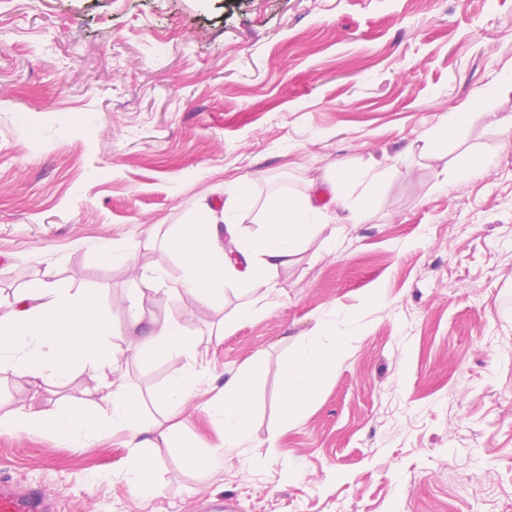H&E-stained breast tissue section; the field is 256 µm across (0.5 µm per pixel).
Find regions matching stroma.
<instances>
[{"label":"stroma","instance_id":"obj_1","mask_svg":"<svg viewBox=\"0 0 512 512\" xmlns=\"http://www.w3.org/2000/svg\"><path fill=\"white\" fill-rule=\"evenodd\" d=\"M510 68L512 0H0V300L48 269L97 293L145 416L176 429L152 497L131 492L120 433H0V478L47 485L54 512H512V93L490 88ZM465 106L442 156L422 155L417 137ZM461 157L493 164L446 177ZM371 159L361 223L336 250L310 241L208 355L214 396L260 361L251 440L218 472L182 466L181 444L220 447L224 423L199 397L169 417L152 394L175 362L126 350L170 316L208 346L248 295L178 301L165 236L222 210L225 183L259 206ZM104 241L134 268L101 264ZM155 266L166 289L129 327ZM334 309L348 353L273 434L281 367Z\"/></svg>","mask_w":512,"mask_h":512}]
</instances>
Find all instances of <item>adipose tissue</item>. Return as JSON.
<instances>
[{
	"instance_id": "1",
	"label": "adipose tissue",
	"mask_w": 512,
	"mask_h": 512,
	"mask_svg": "<svg viewBox=\"0 0 512 512\" xmlns=\"http://www.w3.org/2000/svg\"><path fill=\"white\" fill-rule=\"evenodd\" d=\"M377 179L373 165L327 177L324 186L310 185L307 193L288 194L254 210L260 232L239 239L237 219L248 201L244 185H236L224 201L222 215L206 209L169 234L165 249L179 258L184 269L181 301L202 306H223L224 288L230 282L242 285L249 300L224 316L233 327L265 311L275 288L276 271L292 263L305 245L324 231L330 219L327 207L316 202L321 189L338 195L339 186L350 183L370 191ZM234 245L225 248L223 238ZM334 320H323L316 334L302 342L280 373L281 411L274 427L282 433L293 426L315 393L335 372L351 339L350 333L332 336ZM112 335V322L99 298L90 292L59 287L41 280L17 291L12 303L0 308V371L20 375L33 390L66 385L79 369L92 371L98 384L97 411L84 406L55 402L37 409H18L0 416V432L23 434L47 431L81 443L94 437L126 433L130 450L127 474L133 493L155 492L150 480L148 455L154 422L145 420L139 402L132 397L122 372L121 358L105 347ZM162 353L178 362L168 384L155 394L170 414L180 415L188 402L204 392V356L192 336L176 319L160 323L144 345L132 346L135 355ZM260 371L259 363L242 367L224 384L222 395L208 399L209 409L224 422V445L206 452L185 448V465L206 471L224 467V452L240 447L251 434L250 381Z\"/></svg>"
}]
</instances>
